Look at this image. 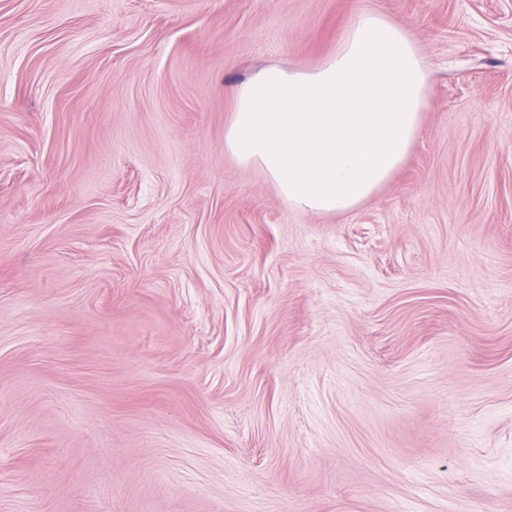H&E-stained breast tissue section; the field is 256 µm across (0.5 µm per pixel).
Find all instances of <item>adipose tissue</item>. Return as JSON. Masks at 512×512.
Here are the masks:
<instances>
[{"mask_svg":"<svg viewBox=\"0 0 512 512\" xmlns=\"http://www.w3.org/2000/svg\"><path fill=\"white\" fill-rule=\"evenodd\" d=\"M429 89L408 29L365 10L316 69L269 67L236 86L224 150L260 168L294 209L347 213L407 160Z\"/></svg>","mask_w":512,"mask_h":512,"instance_id":"1","label":"adipose tissue"}]
</instances>
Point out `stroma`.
Masks as SVG:
<instances>
[{
  "label": "stroma",
  "instance_id": "stroma-1",
  "mask_svg": "<svg viewBox=\"0 0 512 512\" xmlns=\"http://www.w3.org/2000/svg\"><path fill=\"white\" fill-rule=\"evenodd\" d=\"M368 9L428 108L295 210L232 90ZM0 512H512V0H0Z\"/></svg>",
  "mask_w": 512,
  "mask_h": 512
}]
</instances>
